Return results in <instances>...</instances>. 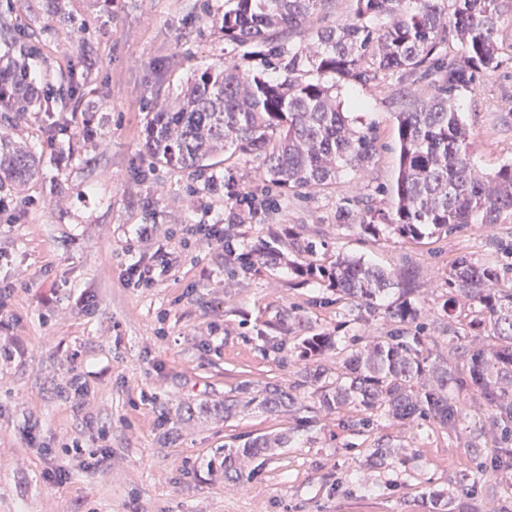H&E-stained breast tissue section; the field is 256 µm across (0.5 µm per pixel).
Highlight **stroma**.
Listing matches in <instances>:
<instances>
[{
    "label": "stroma",
    "mask_w": 512,
    "mask_h": 512,
    "mask_svg": "<svg viewBox=\"0 0 512 512\" xmlns=\"http://www.w3.org/2000/svg\"><path fill=\"white\" fill-rule=\"evenodd\" d=\"M224 2L66 0L62 18L49 0L14 2L17 34L35 35L50 84L60 85V72L88 71L82 101L98 110L89 119L35 111L12 129L43 166L23 192L0 186L11 206L0 218V285L13 289L0 318V512H428L433 493L448 490L475 512H512V466L488 465L512 438L476 397L453 432L354 406L320 416L310 430L259 412L228 421L186 414L247 382L293 385L298 339L277 327L284 310L334 330L343 348L406 330L384 310L360 320L350 299L319 281L301 283L288 268L242 269L237 254L274 234L315 242L324 264L344 254L409 271L423 336L441 332L443 279L456 257L512 263V219L415 239L387 228L363 237L336 222L338 205L358 194L389 208L382 189L397 174L400 93L426 94V81L388 74L371 89L344 85L343 110L376 136L378 152L367 170L343 171L301 196L281 195L255 162L235 155L202 173L146 157L148 112L194 72L228 60L263 69L250 48L225 41L216 22ZM82 20L93 28L88 55L70 34ZM456 103L475 163L491 172L512 161V59ZM228 178L249 205L227 195ZM235 211L244 220L230 224L224 245L190 232L229 224ZM142 224L152 229L143 241L135 235ZM160 246L170 264L156 285H129V264H157ZM284 432L288 446L246 460L241 480L214 469L225 447ZM36 440L56 460L43 458ZM382 441L395 453L375 467L370 453ZM76 443L83 454L72 453ZM101 445L109 459L92 465L87 453ZM55 463L68 470L66 483L47 479Z\"/></svg>",
    "instance_id": "obj_1"
}]
</instances>
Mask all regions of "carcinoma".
Here are the masks:
<instances>
[{
  "label": "carcinoma",
  "mask_w": 512,
  "mask_h": 512,
  "mask_svg": "<svg viewBox=\"0 0 512 512\" xmlns=\"http://www.w3.org/2000/svg\"><path fill=\"white\" fill-rule=\"evenodd\" d=\"M331 0H228L220 28L224 40L254 45L268 57L275 74L221 62L198 71L172 103L151 112L144 129V149L154 162L176 169L205 171L232 151L259 161L262 179L281 193L324 187L344 170L361 171L375 155L374 138L355 130L337 102L346 84H377L380 75L399 73L434 78L428 97L404 94L396 113L399 166L395 181L383 189L390 209L341 205L336 223L373 235L381 224L403 237L425 231L451 235L469 224H500L512 218V162L492 173L472 158L470 130L456 108V96L497 69L505 49L503 32L512 26V0H351L339 20L318 26L314 18ZM12 0H0V112L7 126L42 107L41 89L31 73L39 54L17 39L7 16ZM308 32L297 45L278 39L284 30ZM456 41L458 59L441 56L445 42ZM86 76L69 72L67 89L54 101L60 112H73L78 85ZM40 172V159L28 145L0 127V182L21 187ZM296 257V277L322 280L367 315L379 309L388 290L402 300L388 309L393 320L415 323L420 311L411 300L412 275L396 274L360 258L339 255L329 265L314 260L310 242L290 238L256 246L246 267L275 269ZM509 271L493 262L455 259L444 285L442 312L449 316L467 302L475 316L464 332L453 323L443 331L467 341L468 369L459 374L448 358L434 352L437 336H387L368 348L350 349L336 372L310 361L339 350L336 336L315 331L310 321L290 308L279 318L285 333L300 332L296 385L287 389L267 383L254 392L242 385L224 401L199 412L233 418L252 409L270 415L294 414L309 429L318 414L361 406L397 420L431 419L452 432L462 417V398L473 394L490 407L494 421L512 429V288ZM492 336L489 347L473 341ZM257 437L242 449H224V470L242 456H257L271 445Z\"/></svg>",
  "instance_id": "cac0c4a2"
}]
</instances>
